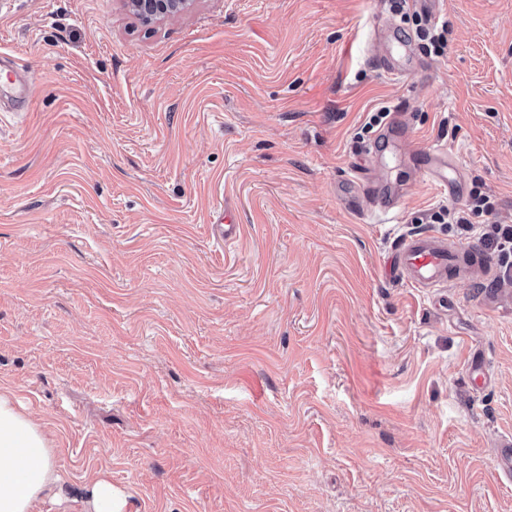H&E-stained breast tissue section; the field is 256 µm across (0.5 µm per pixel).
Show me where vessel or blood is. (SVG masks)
I'll return each instance as SVG.
<instances>
[{
    "label": "vessel or blood",
    "mask_w": 512,
    "mask_h": 512,
    "mask_svg": "<svg viewBox=\"0 0 512 512\" xmlns=\"http://www.w3.org/2000/svg\"><path fill=\"white\" fill-rule=\"evenodd\" d=\"M0 73L9 80L10 95L0 96V107L20 112L29 107L30 76L26 70L8 68L0 58ZM390 134L399 147L435 183L448 181V152L441 146L425 147L412 139L405 120L396 121ZM391 277L418 288H444L452 280L473 281L486 276L491 266L480 252L428 232L396 239L388 261Z\"/></svg>",
    "instance_id": "b4317fda"
}]
</instances>
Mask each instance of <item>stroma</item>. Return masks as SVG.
Here are the masks:
<instances>
[{
    "label": "stroma",
    "instance_id": "1",
    "mask_svg": "<svg viewBox=\"0 0 512 512\" xmlns=\"http://www.w3.org/2000/svg\"><path fill=\"white\" fill-rule=\"evenodd\" d=\"M448 53L376 64L394 0H0L35 77L0 119V389L59 491L128 512H512V279H392L398 237L472 189L512 224V0H437ZM445 145L441 186L380 154V107ZM401 183L395 222L351 170ZM221 203L239 224L218 245ZM482 355L487 375L470 372ZM129 7L146 22H154L188 11L194 0H127ZM88 500L86 512H126L124 493L112 485L105 476L91 480L87 486Z\"/></svg>",
    "mask_w": 512,
    "mask_h": 512
}]
</instances>
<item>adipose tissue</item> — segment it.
Masks as SVG:
<instances>
[{"instance_id":"1","label":"adipose tissue","mask_w":512,"mask_h":512,"mask_svg":"<svg viewBox=\"0 0 512 512\" xmlns=\"http://www.w3.org/2000/svg\"><path fill=\"white\" fill-rule=\"evenodd\" d=\"M59 481L40 425L0 391V512H32Z\"/></svg>"}]
</instances>
